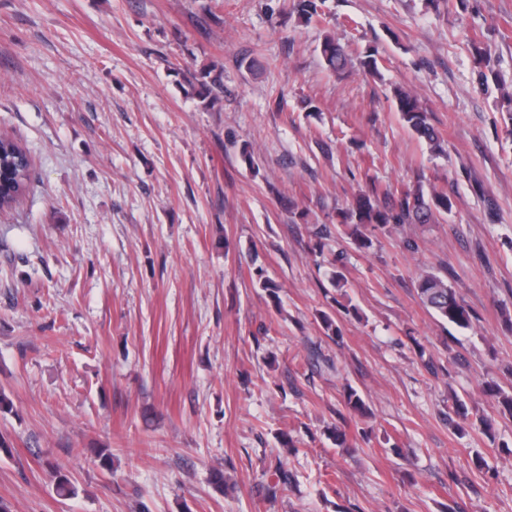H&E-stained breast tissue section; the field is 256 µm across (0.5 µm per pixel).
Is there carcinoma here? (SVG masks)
Instances as JSON below:
<instances>
[{
	"instance_id": "carcinoma-1",
	"label": "carcinoma",
	"mask_w": 512,
	"mask_h": 512,
	"mask_svg": "<svg viewBox=\"0 0 512 512\" xmlns=\"http://www.w3.org/2000/svg\"><path fill=\"white\" fill-rule=\"evenodd\" d=\"M294 10L305 25L319 17L316 0H297ZM321 54L327 66L340 71L346 64V55L338 41L327 36L321 44ZM191 94L211 104L218 100L217 91L224 88L223 74L213 65L200 69L189 81ZM397 111L407 129L425 140L432 151L444 152L441 138L430 122L429 113L411 93L395 91ZM32 165L27 150L14 138L0 136V209L10 207L27 191L32 178ZM390 202L378 203L377 189L358 194L351 205L337 214L339 223L349 227V235L359 249L368 248L370 227L384 228L389 224H429L448 213L454 203L444 193H433L425 198L421 185L407 188L397 194L389 193ZM418 294L422 303L442 321L456 328H467L473 322V312L459 298L454 288L443 278L425 273L419 276ZM487 393L512 413V393L505 392L494 382L486 387Z\"/></svg>"
}]
</instances>
